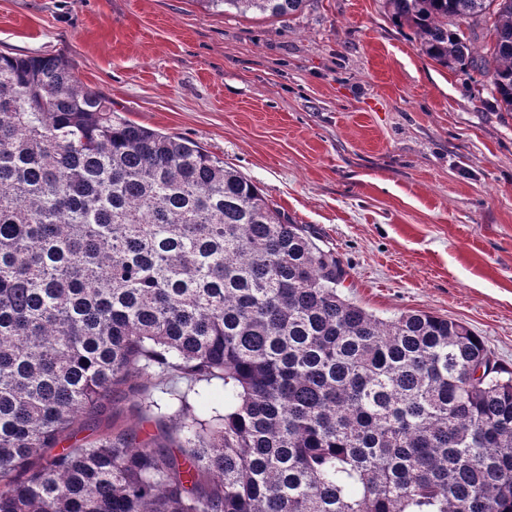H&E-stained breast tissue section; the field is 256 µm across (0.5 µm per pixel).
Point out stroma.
<instances>
[{"label": "stroma", "instance_id": "obj_1", "mask_svg": "<svg viewBox=\"0 0 512 512\" xmlns=\"http://www.w3.org/2000/svg\"><path fill=\"white\" fill-rule=\"evenodd\" d=\"M0 52L63 55L145 127L255 182L388 318L465 323L512 370V112L444 68L385 0H308L291 20L199 0H0Z\"/></svg>", "mask_w": 512, "mask_h": 512}]
</instances>
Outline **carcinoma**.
Listing matches in <instances>:
<instances>
[{
  "label": "carcinoma",
  "instance_id": "carcinoma-1",
  "mask_svg": "<svg viewBox=\"0 0 512 512\" xmlns=\"http://www.w3.org/2000/svg\"><path fill=\"white\" fill-rule=\"evenodd\" d=\"M385 2L512 112V0ZM347 277L223 159L61 55L1 53L0 512H512V372L463 322L376 316ZM122 386L157 433L77 438Z\"/></svg>",
  "mask_w": 512,
  "mask_h": 512
}]
</instances>
